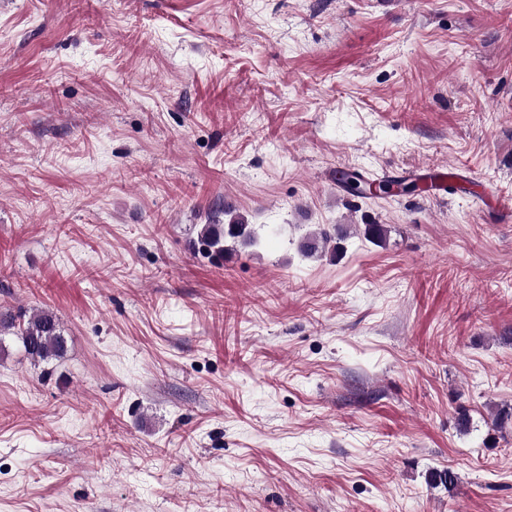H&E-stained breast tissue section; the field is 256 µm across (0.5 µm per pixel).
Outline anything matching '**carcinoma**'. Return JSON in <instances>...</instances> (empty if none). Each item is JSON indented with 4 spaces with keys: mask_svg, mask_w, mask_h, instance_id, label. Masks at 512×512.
<instances>
[{
    "mask_svg": "<svg viewBox=\"0 0 512 512\" xmlns=\"http://www.w3.org/2000/svg\"><path fill=\"white\" fill-rule=\"evenodd\" d=\"M341 182L353 196L376 198L388 193L387 185L366 181L359 173L348 171ZM199 242L204 250L224 255V239L230 237L244 244L255 242L251 225L239 216L230 217L226 224H204L199 234ZM332 240L326 230L309 233L301 243L306 254L323 252ZM13 341L24 354L35 363H48L63 357L66 351V339L59 318L49 310L27 314L23 311L0 310V355L8 354L5 337Z\"/></svg>",
    "mask_w": 512,
    "mask_h": 512,
    "instance_id": "cac0c4a2",
    "label": "carcinoma"
}]
</instances>
